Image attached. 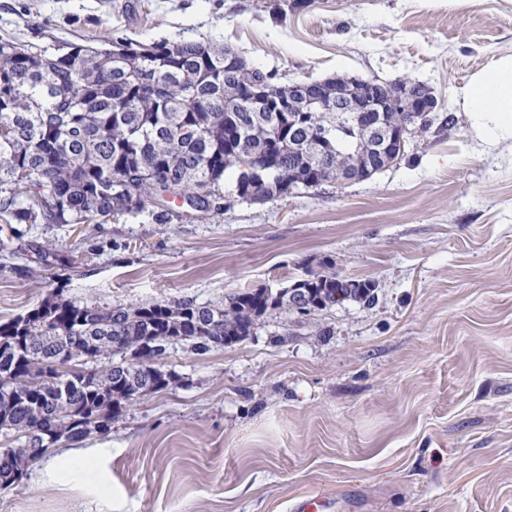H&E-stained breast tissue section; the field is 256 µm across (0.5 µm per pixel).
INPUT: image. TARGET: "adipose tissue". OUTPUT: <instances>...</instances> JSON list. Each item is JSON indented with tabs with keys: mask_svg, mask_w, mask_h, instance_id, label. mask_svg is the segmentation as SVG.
<instances>
[{
	"mask_svg": "<svg viewBox=\"0 0 512 512\" xmlns=\"http://www.w3.org/2000/svg\"><path fill=\"white\" fill-rule=\"evenodd\" d=\"M463 101L472 128L486 145L512 139V55L498 57L475 73Z\"/></svg>",
	"mask_w": 512,
	"mask_h": 512,
	"instance_id": "adipose-tissue-1",
	"label": "adipose tissue"
}]
</instances>
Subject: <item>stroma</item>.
<instances>
[{
  "label": "stroma",
  "mask_w": 512,
  "mask_h": 512,
  "mask_svg": "<svg viewBox=\"0 0 512 512\" xmlns=\"http://www.w3.org/2000/svg\"><path fill=\"white\" fill-rule=\"evenodd\" d=\"M229 46L276 82L426 84L431 127L370 179L205 220L130 216L0 233V323L55 293L221 305L333 265L376 304L267 315L244 342L162 360L92 464H32L0 512H512V140L484 145L462 93L512 54V0H0V38L55 53L102 38ZM49 252L41 263L31 245Z\"/></svg>",
  "instance_id": "35a3bbf8"
}]
</instances>
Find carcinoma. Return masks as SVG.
<instances>
[{"instance_id":"carcinoma-1","label":"carcinoma","mask_w":512,"mask_h":512,"mask_svg":"<svg viewBox=\"0 0 512 512\" xmlns=\"http://www.w3.org/2000/svg\"><path fill=\"white\" fill-rule=\"evenodd\" d=\"M148 53L72 45L49 54L0 40V220L6 224H103L124 215L204 219L224 193L246 181L272 200L288 195L303 168L304 145L325 138L316 181L336 169L367 166L357 142L336 147V113H233L241 137L224 148V86L262 79L236 68L224 49L199 41L145 43ZM426 126H456L453 114L429 112ZM270 301L260 289L127 308L77 304L61 294L0 323V488L21 481L29 464L60 440L106 435L134 402L173 389L178 377L159 360L172 345L196 353L243 342L269 311L308 314L344 303L371 306L377 284L327 266Z\"/></svg>"}]
</instances>
